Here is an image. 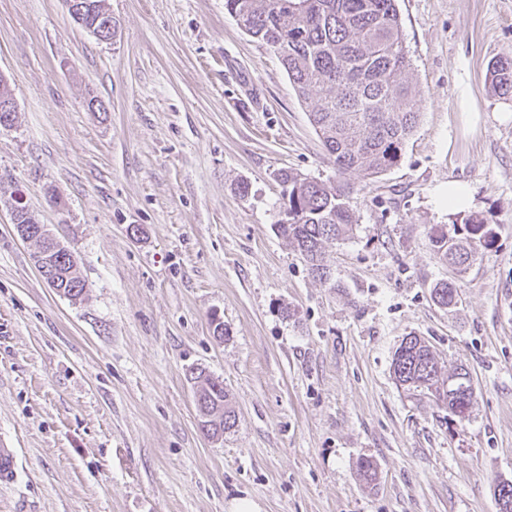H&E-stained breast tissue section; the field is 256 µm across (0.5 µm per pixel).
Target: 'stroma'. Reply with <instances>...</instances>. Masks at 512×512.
Masks as SVG:
<instances>
[{
  "mask_svg": "<svg viewBox=\"0 0 512 512\" xmlns=\"http://www.w3.org/2000/svg\"><path fill=\"white\" fill-rule=\"evenodd\" d=\"M112 38L64 0H0V512H499L512 480V0H398L419 122L397 166L337 172L277 56L224 0H104ZM107 109L93 112L89 103ZM339 181L357 224L328 283L277 230L281 171ZM469 203L451 208L448 185ZM78 259L69 299L11 219L16 194ZM485 215L464 269L435 226ZM454 282L455 308L433 285ZM290 317H283V310ZM227 330L215 338L210 320ZM424 338L465 367L470 416L400 388ZM224 381L236 427L198 429L192 371ZM371 458L377 477H360ZM489 78L495 93L512 96V58L499 57L489 68Z\"/></svg>",
  "mask_w": 512,
  "mask_h": 512,
  "instance_id": "35a3bbf8",
  "label": "stroma"
}]
</instances>
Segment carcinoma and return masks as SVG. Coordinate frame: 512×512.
<instances>
[{"label": "carcinoma", "mask_w": 512, "mask_h": 512, "mask_svg": "<svg viewBox=\"0 0 512 512\" xmlns=\"http://www.w3.org/2000/svg\"><path fill=\"white\" fill-rule=\"evenodd\" d=\"M224 8L248 35L274 51L299 96L314 99L311 124L339 173L372 179L398 164L420 112L417 93L405 79L412 59L396 0H224ZM489 78L494 92L512 96V58L495 59ZM281 183L288 207L278 220L279 231L295 244L313 278L327 282L326 245L348 235L356 223L345 186L289 172ZM431 241L440 258L463 267L494 245L495 232L486 216L471 214L460 224L434 230ZM84 287L77 275L59 283L71 299L81 297ZM431 295L450 308L458 290L439 281ZM392 370L399 385L427 392L461 421L469 417L474 395L461 394L469 373L460 367L450 383L441 381L437 361L420 337L409 336L397 348ZM191 379L201 395L199 414L220 413L222 431H231L237 415L227 403L224 382L202 369Z\"/></svg>", "instance_id": "obj_1"}]
</instances>
